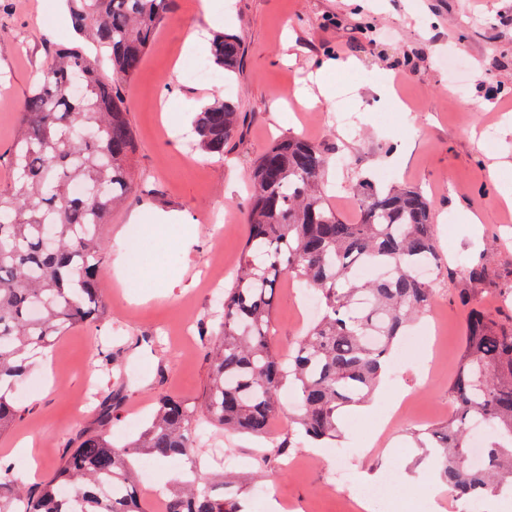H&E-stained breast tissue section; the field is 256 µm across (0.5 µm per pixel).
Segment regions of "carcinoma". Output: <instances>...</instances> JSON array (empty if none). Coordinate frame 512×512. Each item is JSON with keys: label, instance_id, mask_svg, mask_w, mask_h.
<instances>
[{"label": "carcinoma", "instance_id": "carcinoma-1", "mask_svg": "<svg viewBox=\"0 0 512 512\" xmlns=\"http://www.w3.org/2000/svg\"><path fill=\"white\" fill-rule=\"evenodd\" d=\"M164 0H71L74 29L95 52H53L18 117L16 177L0 191V434L25 413L18 387L34 359L68 329L104 315L99 276L105 265L112 208L132 185L135 133L119 82L131 78L156 38ZM244 53L240 38L213 36L211 64L228 76ZM112 73H107V70ZM242 113L221 95L204 105L196 144L224 155ZM330 157L302 135H286L258 158L250 176L248 236L210 352L201 404L159 400L142 430L118 447L107 431L80 434L50 484L27 491L12 464L0 462V512H147L139 499V460L178 459L198 472L166 491L167 512H242L200 473L198 421L241 434L266 435L287 384L298 394L288 436L269 458L301 440L336 441L344 407L375 393L393 345L424 316L436 288L418 277L438 265L433 204L414 186L367 187L359 219H340L328 205ZM89 193L76 196L72 184ZM478 285H496L483 262L465 268ZM287 275L314 289L321 313L288 357L273 342L275 288ZM461 363L445 424L416 434L432 449L434 474L457 498L512 491V316L487 312L469 298ZM481 421L498 441L481 466L467 442Z\"/></svg>", "mask_w": 512, "mask_h": 512}]
</instances>
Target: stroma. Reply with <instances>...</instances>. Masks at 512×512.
Returning <instances> with one entry per match:
<instances>
[{
    "instance_id": "1",
    "label": "stroma",
    "mask_w": 512,
    "mask_h": 512,
    "mask_svg": "<svg viewBox=\"0 0 512 512\" xmlns=\"http://www.w3.org/2000/svg\"><path fill=\"white\" fill-rule=\"evenodd\" d=\"M198 0H166L157 36L140 70L124 84L127 117L135 132L134 179L127 201L112 212L107 262L100 286L101 321L68 330L31 375L26 412L0 434V460L17 463L22 440L40 463L24 476L35 489L53 477L82 432L100 428L111 405L115 443L129 425H143L161 398L201 402L210 378V337L222 312L215 287H231L239 264L250 206L248 179L257 158L279 136L301 134L336 157L329 205L356 221L352 191L363 178L376 187L407 184L433 200L437 249L444 264L437 298L412 327L418 345L391 364L381 388L364 406L340 417L338 448H299L295 466L264 463L266 438L227 437L209 428L203 445L231 450L237 475L256 474L261 501L237 488L249 512H269L282 498L295 512H349L353 491L392 477L406 494H432V459L417 445L424 428L453 412L449 385L465 333V296L497 310L493 292L469 283L465 264L484 257L498 273L512 271V0H209L219 16L210 26ZM61 0H0V190L12 180L10 149L18 113L40 80L50 52L73 43ZM238 36L242 63L230 83L185 79L182 67L207 46L213 30ZM193 50H185L189 34ZM467 64L464 87L448 76L449 59ZM331 89L308 108L300 95ZM244 122L225 158L210 156L181 138L200 107L221 90ZM396 94L408 106L387 103ZM349 112L352 128L337 123ZM495 127L492 143L478 130ZM499 164L489 180L490 164ZM139 221H132V214ZM159 213L181 216L163 232ZM130 259L118 270V258ZM302 283L281 278L274 310L275 344L288 353L310 322L301 308ZM411 404L377 443L363 445L361 426L375 423L394 397ZM87 400L77 412L78 400Z\"/></svg>"
}]
</instances>
